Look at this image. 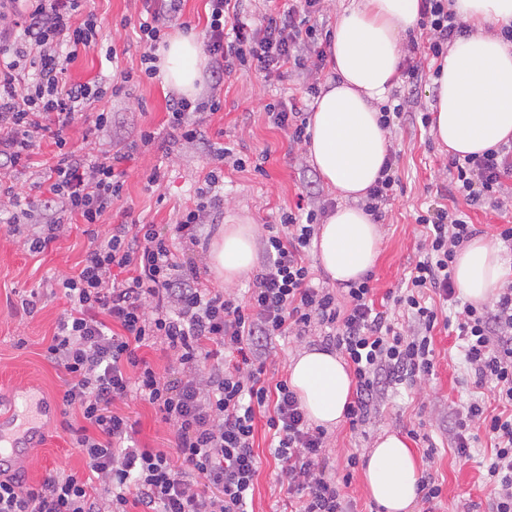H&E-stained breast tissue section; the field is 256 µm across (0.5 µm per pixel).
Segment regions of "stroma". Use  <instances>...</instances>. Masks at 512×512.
I'll return each instance as SVG.
<instances>
[{"label": "stroma", "instance_id": "35a3bbf8", "mask_svg": "<svg viewBox=\"0 0 512 512\" xmlns=\"http://www.w3.org/2000/svg\"><path fill=\"white\" fill-rule=\"evenodd\" d=\"M89 7L96 17V44L78 49L69 66L71 81L99 78L108 84L123 71L130 73L131 80L120 97L106 94L96 104L97 109L113 115L111 135L88 136L78 127L68 132V146L77 154L98 156L110 149L112 140L141 129L153 131L152 145L134 152L124 162L123 198L115 202L104 222H125L131 212L154 224L159 232H166L179 208L199 202L198 191L204 187L213 162L204 148L173 143L166 118L175 91L164 86L160 78L150 79L141 72L140 58L145 50L139 31L143 0H91ZM110 49L116 50V60H108L106 52ZM309 82L305 71L292 68L280 78L242 71L215 92L210 89L208 77H201L197 83L196 100H207L214 92L223 102L220 112L202 114L207 138L224 143L248 162L242 171L225 169L223 183L214 188L215 194L224 199L220 213L215 223L206 225L200 245L186 252L212 287L226 286L242 296L253 281L248 273L228 286L211 269V244L227 218L243 217L261 226L278 223L283 211L299 204L307 209H332L339 202L302 150L290 145L285 132L271 124L265 112L267 104L291 98L302 109H309ZM389 138L396 154L400 188L395 199L384 206L380 220L383 242L373 270L374 298L379 302L389 292L402 288L407 270L419 256L425 236L416 222L418 215L441 208H464L472 223L492 239L500 225H512V205L499 208L488 202L469 209L461 198L452 197L449 155L431 130L408 120L394 127ZM257 163L262 164V171H254ZM157 165L164 168L165 177L160 184L152 185L147 176ZM88 245L83 225L75 224L44 252L32 253L23 235L13 232L6 219L0 218V413L8 412L14 401L27 395L43 400L48 407L42 417L39 446L31 454L5 463L10 472L30 485L41 484L59 467L72 471L84 468L81 450L61 428V392L66 376L44 358L43 351L67 307L62 295L54 291L56 280L80 268ZM33 291L40 292L41 302L37 311L28 314L19 308V298ZM321 344L316 332L274 340L265 363L267 373L287 376L291 358ZM432 348L431 375L414 387L400 386L385 393L358 430H351L344 422L326 434L325 475L338 481L352 474L347 490L352 512L378 510L367 493L361 467H348L347 459L352 454L365 458L378 435L387 430L402 434L415 430L435 442L436 454L423 463L424 471L431 473L441 488L432 502L434 512H484L486 508L491 491L487 464L494 439L485 430H478L470 458L459 457L450 421L461 405L472 401L493 407L492 394L489 388L476 387L453 328L437 325L432 332ZM115 408L138 422L139 447L170 448L171 430L147 401L130 398L116 402ZM269 444L264 424H257L255 451L260 468L252 508L254 512H286L288 489Z\"/></svg>", "mask_w": 512, "mask_h": 512}]
</instances>
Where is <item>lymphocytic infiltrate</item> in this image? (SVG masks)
<instances>
[{
	"label": "lymphocytic infiltrate",
	"instance_id": "obj_1",
	"mask_svg": "<svg viewBox=\"0 0 512 512\" xmlns=\"http://www.w3.org/2000/svg\"><path fill=\"white\" fill-rule=\"evenodd\" d=\"M205 51L212 88L238 71L283 75L306 68L318 94L328 37L318 34L323 0H295L282 7L267 0L259 24H250L244 0H206ZM82 0H0V176L30 167L37 136L53 140L52 165L40 170V220L28 244L43 252L70 221L102 223L121 198L123 162L154 140L144 130L122 150L89 158L70 150L65 133L85 125L87 134L110 131V113H90L101 97L99 81L71 82L68 66L95 39V16L74 17ZM148 20L139 25L145 75L157 72L155 50L165 42L181 0H145ZM423 56L442 58L470 26L448 0H420ZM200 106L180 97L168 107L174 138L203 142ZM448 172L466 206L498 199L512 181V147L450 158ZM220 199L185 207L161 233L135 220L92 235L77 274L58 280L69 308L44 349L66 375L65 410L83 424H66L85 459V473L56 470L40 486L0 475V512H249L259 456L257 419H264L274 456L289 488L300 496L293 512H347L345 496L324 475L326 432L308 423L287 380L268 377L273 338L304 336L325 328L327 345L341 352L353 374L355 398L346 417L362 423L374 400L393 386L415 385L433 368L431 333L438 323L428 299L457 304L453 264L457 248L479 233L464 210L418 216L425 244L411 267L396 306L411 314L420 334L408 337L390 309L376 305L369 279L350 283L345 300L313 285L308 249L318 220L283 212L268 225L266 259L246 300L206 285L194 264L181 261L185 243H197ZM459 304V303H458ZM462 306V305H461ZM457 339L477 386L491 385L499 412L478 403L456 414V448L470 454L473 427L495 439L487 475L497 490L488 512H512V278L490 306H462ZM162 346L176 365L158 372L144 356ZM238 355L225 362V351ZM139 395L174 431V453L137 446L135 422L116 402Z\"/></svg>",
	"mask_w": 512,
	"mask_h": 512
}]
</instances>
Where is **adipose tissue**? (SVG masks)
Wrapping results in <instances>:
<instances>
[{
    "mask_svg": "<svg viewBox=\"0 0 512 512\" xmlns=\"http://www.w3.org/2000/svg\"><path fill=\"white\" fill-rule=\"evenodd\" d=\"M420 0H350L340 10L329 54L335 80L311 105L307 154L324 183L344 197L328 212L312 240L313 254L330 281L342 285L370 272L380 254L382 230L357 200L374 184L391 144L380 107L399 78L404 38L419 18ZM471 26L455 39L435 79L431 129L451 155L465 157L512 142V45L498 27L512 24V0H453ZM160 77L192 95L203 60L195 34L169 40L158 53ZM256 225L228 224L211 247L212 268L231 282L252 269ZM508 273L501 248L478 236L458 249L454 279L460 295L483 304ZM289 385L307 417L325 429L344 418L353 382L340 354L312 348L289 365ZM370 498L380 512H413L420 465L406 438L384 432L363 467Z\"/></svg>",
    "mask_w": 512,
    "mask_h": 512,
    "instance_id": "obj_1",
    "label": "adipose tissue"
}]
</instances>
